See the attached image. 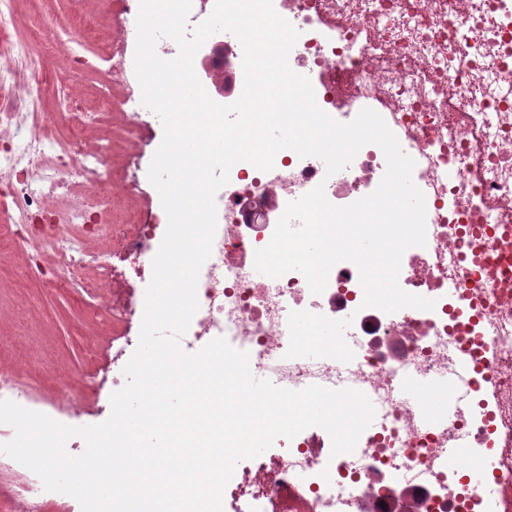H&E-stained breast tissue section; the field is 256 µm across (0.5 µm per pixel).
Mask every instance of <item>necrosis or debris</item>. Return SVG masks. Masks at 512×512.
<instances>
[{
    "label": "necrosis or debris",
    "instance_id": "necrosis-or-debris-1",
    "mask_svg": "<svg viewBox=\"0 0 512 512\" xmlns=\"http://www.w3.org/2000/svg\"><path fill=\"white\" fill-rule=\"evenodd\" d=\"M299 32L288 62L307 76L318 106L341 123L377 112L414 159L412 179L426 205V244L401 258L399 285L434 300L430 310L394 313L363 305L358 267L337 263L321 294L291 271L274 278L255 268L287 204L317 186L347 206L372 193L386 162L361 148L327 175L322 160L278 152L273 170L239 162L215 195L217 227L197 285L199 309L180 346L199 351L222 337L247 352L251 372L300 391L354 389L375 417L353 452L332 455L326 429L312 426L279 450L238 463L222 512H367L406 494L418 512H491L467 481L476 454L492 456L490 478L512 512V290L498 287L486 248L512 261V0H273ZM26 62L28 77L0 95V241L23 260L24 277L95 296L122 331L112 355L135 351L140 328L127 319L135 283L150 281L167 226L116 224L100 204L112 190L107 165L112 125L98 115L89 145L80 113L69 134L49 133L39 109L47 73L27 37L0 32V81ZM85 193L61 207L73 180ZM98 208V223L87 214ZM51 210L49 223H34ZM488 386L491 416L473 390ZM452 409L423 420L420 402ZM474 445L445 453L460 434Z\"/></svg>",
    "mask_w": 512,
    "mask_h": 512
}]
</instances>
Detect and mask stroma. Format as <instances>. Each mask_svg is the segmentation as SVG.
I'll use <instances>...</instances> for the list:
<instances>
[{
    "instance_id": "1",
    "label": "stroma",
    "mask_w": 512,
    "mask_h": 512,
    "mask_svg": "<svg viewBox=\"0 0 512 512\" xmlns=\"http://www.w3.org/2000/svg\"><path fill=\"white\" fill-rule=\"evenodd\" d=\"M139 11L138 0H112L95 5L91 0H9L0 11L9 25L37 35L42 22L57 19L56 29L44 33L37 54L51 67L48 90L42 98L44 112L57 115L71 109V95H78L82 111L112 115V162L119 180L135 184L136 199L123 201L112 195V208L128 206L138 222L149 221L161 202L148 178L151 160L163 138L162 125L135 127L130 102L139 98L141 86L135 74V42L109 43L116 27L132 23ZM10 287L0 300L26 302L34 320L24 329L10 319H0V340L22 355L19 372L24 381L52 395L56 377L65 370L90 377L87 409L79 413L49 410V417L70 426L94 425L110 415L112 395V339L98 335L84 320L90 299L61 294L21 278L14 259L0 260V281Z\"/></svg>"
}]
</instances>
